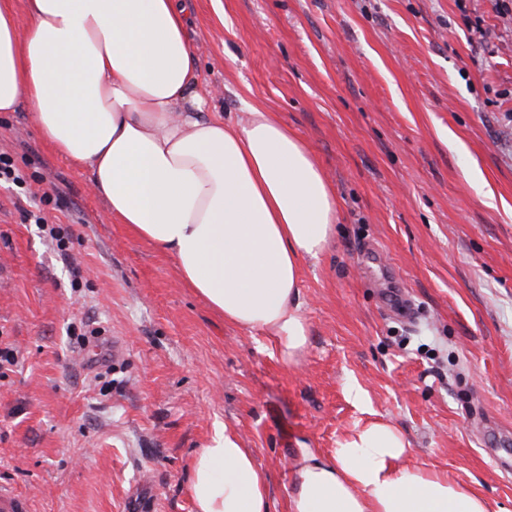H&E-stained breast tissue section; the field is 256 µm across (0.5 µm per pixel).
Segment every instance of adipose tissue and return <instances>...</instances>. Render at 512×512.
<instances>
[{
	"mask_svg": "<svg viewBox=\"0 0 512 512\" xmlns=\"http://www.w3.org/2000/svg\"><path fill=\"white\" fill-rule=\"evenodd\" d=\"M14 2L0 0V112L26 106L115 221L171 255L225 322L299 365L310 345L302 264L324 254L340 213L309 146L273 112L206 116L175 0H24L23 32ZM190 492L196 512H269L267 478L228 429L194 457ZM288 512L494 509L372 422L328 454L301 445Z\"/></svg>",
	"mask_w": 512,
	"mask_h": 512,
	"instance_id": "obj_1",
	"label": "adipose tissue"
}]
</instances>
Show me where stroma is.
<instances>
[{"label":"stroma","instance_id":"35a3bbf8","mask_svg":"<svg viewBox=\"0 0 512 512\" xmlns=\"http://www.w3.org/2000/svg\"><path fill=\"white\" fill-rule=\"evenodd\" d=\"M209 115L277 113L312 149L342 218L301 274L309 352L184 287L116 223L90 174L26 108L9 153L69 257L0 186V483L31 512H195L190 468L216 429L253 449L287 512L300 444L359 422L512 512V14L496 0H183ZM102 334L86 347L82 320ZM363 391V405L348 385Z\"/></svg>","mask_w":512,"mask_h":512}]
</instances>
